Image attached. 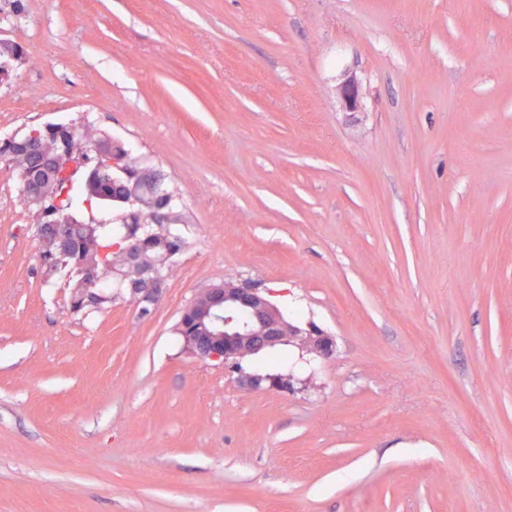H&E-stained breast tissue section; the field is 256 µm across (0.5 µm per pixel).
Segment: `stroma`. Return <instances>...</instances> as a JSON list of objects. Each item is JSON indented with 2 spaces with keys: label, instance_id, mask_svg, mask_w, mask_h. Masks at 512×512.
<instances>
[{
  "label": "stroma",
  "instance_id": "35a3bbf8",
  "mask_svg": "<svg viewBox=\"0 0 512 512\" xmlns=\"http://www.w3.org/2000/svg\"><path fill=\"white\" fill-rule=\"evenodd\" d=\"M23 3L0 135L90 119L185 246L74 312L0 169V512H512V0ZM227 279L335 337L298 391L185 352ZM343 76V81L339 87L343 108L348 112H356L362 106L360 81L353 72L345 71ZM240 370V369H239ZM238 380L243 386L252 390H261L264 387L268 389H288L293 388V379L291 376L283 375H260L244 373L240 370Z\"/></svg>",
  "mask_w": 512,
  "mask_h": 512
}]
</instances>
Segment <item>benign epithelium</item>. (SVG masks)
<instances>
[{"mask_svg":"<svg viewBox=\"0 0 512 512\" xmlns=\"http://www.w3.org/2000/svg\"><path fill=\"white\" fill-rule=\"evenodd\" d=\"M343 108L356 112L362 106L360 81L351 72H344L339 87ZM103 165L112 169L113 178L119 180H151V170L136 168L120 154L104 160ZM47 227L40 232L42 251L56 249L62 242L58 232L62 220L49 208L43 209ZM158 289L141 288L134 302L140 312H149L157 300ZM178 330L184 347L194 356L224 367L239 364L243 354L257 355L276 345L288 342L328 358L333 354V339L314 328L303 329L289 323L268 294L254 286L226 280L224 283L200 292L183 309L178 320ZM238 380L252 389H291L293 379L283 375L240 373Z\"/></svg>","mask_w":512,"mask_h":512,"instance_id":"obj_1","label":"benign epithelium"}]
</instances>
